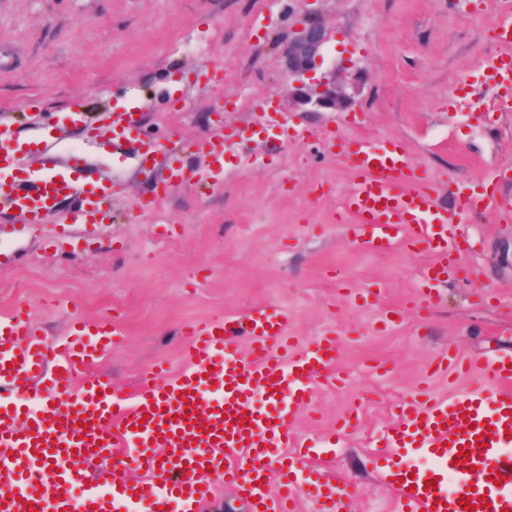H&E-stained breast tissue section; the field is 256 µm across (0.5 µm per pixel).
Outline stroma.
<instances>
[{
    "mask_svg": "<svg viewBox=\"0 0 512 512\" xmlns=\"http://www.w3.org/2000/svg\"><path fill=\"white\" fill-rule=\"evenodd\" d=\"M307 17L325 24L318 73L346 87L341 109L302 104L288 77L285 48ZM502 20L499 0H0V109L25 138L40 141L39 116L73 100L97 111L130 97L146 102L150 136L180 151L225 134L223 190L201 181L157 211L141 207L156 184L137 142L54 139L111 179L114 217L14 236L0 317L28 309L51 344L69 313L110 322L118 336L91 372L120 398L153 365L183 372V332L202 320L268 305L301 345L335 334L344 382L315 383L293 432L335 434V456L316 466L356 487L350 512H398L375 463L395 405L473 391L468 365L512 356V217H466L447 282L424 286L422 246L365 249L339 223L354 175L330 139L401 140L452 215L457 182L512 196V112L494 111L472 77L505 51ZM211 66L223 79L204 76ZM269 99L273 128L257 122Z\"/></svg>",
    "mask_w": 512,
    "mask_h": 512,
    "instance_id": "35a3bbf8",
    "label": "stroma"
}]
</instances>
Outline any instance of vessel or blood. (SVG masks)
<instances>
[{
    "instance_id": "1",
    "label": "vessel or blood",
    "mask_w": 512,
    "mask_h": 512,
    "mask_svg": "<svg viewBox=\"0 0 512 512\" xmlns=\"http://www.w3.org/2000/svg\"><path fill=\"white\" fill-rule=\"evenodd\" d=\"M481 78L499 110L512 112V53L498 55ZM145 110L136 99L97 125L75 103L47 135L73 129L107 134L116 144L136 138L145 171L160 186H185L202 173L211 188H223V133L196 146L205 165L200 172L142 135ZM17 138L12 125L0 121V215L16 213L23 224L52 215L61 224L111 223V180L79 154L63 159L48 149L37 150L35 171L17 175L25 153ZM339 151L355 174L341 215L351 220L356 240L376 250L399 239L421 244L436 257L424 281L447 275L448 258L466 235L463 216L491 208L512 216V200L459 185L458 215L450 217L398 140L343 144ZM287 325V313L270 306L193 323L185 330L189 368L173 378L165 366H152L127 403L113 395L108 380L85 374L114 341L109 322L71 316L66 340L51 347L30 312L0 317V400H16L0 411V474L6 477L0 512H115L120 501L145 503L147 512H192L218 480L256 512H294L301 483L322 512H349L351 486L301 475L298 464L315 446L283 453L297 411L309 405L313 384L338 356L329 334L292 352ZM242 337L252 344L247 358L235 349ZM481 371L490 389L402 405L380 456L405 512H512V358L486 362ZM35 381L43 397L34 407L21 396ZM417 454L430 459L428 469L407 464ZM131 472L140 480L129 481ZM272 484L278 494L269 493Z\"/></svg>"
}]
</instances>
